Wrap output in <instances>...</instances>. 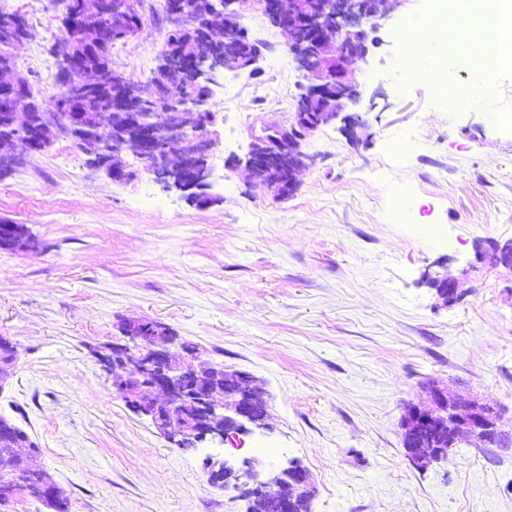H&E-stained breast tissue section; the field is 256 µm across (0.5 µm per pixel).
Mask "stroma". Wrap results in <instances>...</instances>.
Returning <instances> with one entry per match:
<instances>
[{"instance_id": "obj_1", "label": "stroma", "mask_w": 512, "mask_h": 512, "mask_svg": "<svg viewBox=\"0 0 512 512\" xmlns=\"http://www.w3.org/2000/svg\"><path fill=\"white\" fill-rule=\"evenodd\" d=\"M0 5L29 21L15 66L53 109L64 0ZM234 8L266 49L256 75L225 72L216 89L214 204L164 188L130 152L129 178L112 181L67 141L0 181V219L34 237L31 251L0 253V336L16 351L0 415L37 445L67 512H247L205 469L246 456L270 471L304 466L312 512H512V266L488 256L512 241V70L492 74L475 104L445 107L434 81L471 74L451 62L407 79L401 35L432 4L404 0L350 66L367 128L338 121L308 135L313 161L280 194L245 157L263 126L292 115L306 79L257 0ZM141 11L110 64L147 87L169 25L160 0ZM399 195L402 223L390 216ZM418 224L439 225L444 243ZM444 275L460 283L454 300L430 285ZM141 318L253 377L265 428L183 450L136 414L93 351ZM435 384L496 406L507 447L461 443L415 468L400 418Z\"/></svg>"}]
</instances>
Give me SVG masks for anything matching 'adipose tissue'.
Returning a JSON list of instances; mask_svg holds the SVG:
<instances>
[{"instance_id": "ef3b65f1", "label": "adipose tissue", "mask_w": 512, "mask_h": 512, "mask_svg": "<svg viewBox=\"0 0 512 512\" xmlns=\"http://www.w3.org/2000/svg\"><path fill=\"white\" fill-rule=\"evenodd\" d=\"M477 7L483 14L482 21L457 26L456 31L462 39L458 59L482 84L489 73L512 69V0H479ZM445 30L440 16H429L416 27L414 40L403 43L399 66L436 69V46L441 43Z\"/></svg>"}]
</instances>
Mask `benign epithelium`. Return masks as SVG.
<instances>
[{"label":"benign epithelium","mask_w":512,"mask_h":512,"mask_svg":"<svg viewBox=\"0 0 512 512\" xmlns=\"http://www.w3.org/2000/svg\"><path fill=\"white\" fill-rule=\"evenodd\" d=\"M264 15L286 39L296 68L305 72L289 124L267 125L253 137L246 168L270 188L289 190L296 173L308 165L310 156L302 142L311 132L336 121L350 105L361 99L359 85L347 72L354 59L366 60L368 34L389 19L403 0H258ZM232 0H164L163 11L172 30L195 35L224 32L223 55L205 51L188 53L164 47L157 56L153 77L155 93L144 94L140 85L125 75L110 71L102 76L88 73L79 81L69 73L79 68L84 49L71 37L87 33L101 19L122 28L140 14V0H67L61 19L63 36L55 49L64 62L58 71L60 92L55 111L32 112L33 95L24 77L15 72L13 51L31 40V27L21 14L0 13V177L7 178L21 164L16 144L33 153L45 151L54 142L76 144L88 156L90 166L102 169L114 181L127 176L121 154L132 149L145 168L195 204H208L210 166L206 136L215 122L212 112L216 73L220 70H256L263 43L252 39L230 9ZM121 86L101 113L88 112L91 93L102 86ZM32 237L20 224L0 222V247L30 250ZM127 344L121 351L100 359L102 365L132 364L136 375L113 380L114 389L137 413L150 417L153 425L178 447L224 438L247 431V425H265L267 404L262 390L248 374L206 363L187 366L177 337L165 324L143 320L125 325ZM495 407L464 398L451 389L432 387L427 403L409 407L401 419L404 447L418 468L447 455L458 442L484 443L502 435ZM25 459L23 467L0 471V490L25 491L60 512L62 492L44 470L32 465L35 449H16ZM213 485L222 489L251 485V512H306L314 487L305 468L294 463L264 477L255 457L233 466L207 459ZM38 472L35 485H23L26 472Z\"/></svg>","instance_id":"obj_1"}]
</instances>
